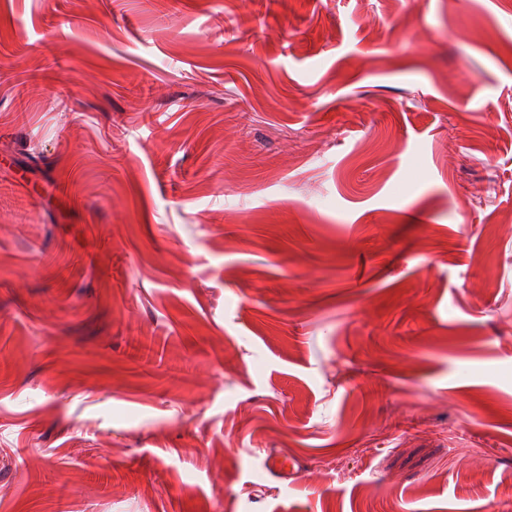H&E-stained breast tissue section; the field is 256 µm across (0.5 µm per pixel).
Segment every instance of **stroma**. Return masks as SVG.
I'll return each mask as SVG.
<instances>
[{"mask_svg": "<svg viewBox=\"0 0 512 512\" xmlns=\"http://www.w3.org/2000/svg\"><path fill=\"white\" fill-rule=\"evenodd\" d=\"M4 140L0 512H512V0H0Z\"/></svg>", "mask_w": 512, "mask_h": 512, "instance_id": "stroma-1", "label": "stroma"}]
</instances>
